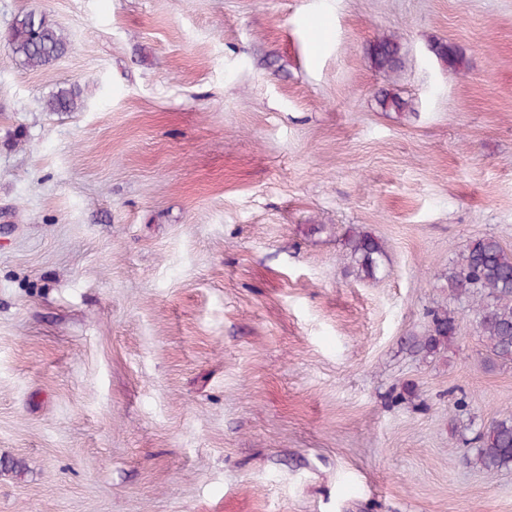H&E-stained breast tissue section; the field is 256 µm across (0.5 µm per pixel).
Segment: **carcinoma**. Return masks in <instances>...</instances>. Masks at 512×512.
I'll use <instances>...</instances> for the list:
<instances>
[{
  "label": "carcinoma",
  "mask_w": 512,
  "mask_h": 512,
  "mask_svg": "<svg viewBox=\"0 0 512 512\" xmlns=\"http://www.w3.org/2000/svg\"><path fill=\"white\" fill-rule=\"evenodd\" d=\"M4 48L21 65L39 69L66 54L68 41L63 32L44 16L32 12L17 16L3 35ZM401 48L396 38L382 39L372 52L376 65L385 71L401 67ZM49 112H78L83 108L77 86L61 88L46 101ZM346 247L357 275L375 276L383 246L379 239L360 231L349 235ZM448 290L456 298L472 300L477 329L484 338L491 364H512V252L493 236L467 243L456 265L448 272ZM455 319L448 311L432 313V328L415 340V348L434 353L453 339ZM466 461L493 475L512 466V418L491 423L476 437Z\"/></svg>",
  "instance_id": "obj_1"
}]
</instances>
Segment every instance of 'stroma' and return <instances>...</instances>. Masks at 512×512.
Masks as SVG:
<instances>
[{
    "label": "stroma",
    "instance_id": "1",
    "mask_svg": "<svg viewBox=\"0 0 512 512\" xmlns=\"http://www.w3.org/2000/svg\"><path fill=\"white\" fill-rule=\"evenodd\" d=\"M27 11L70 46H0V512H512L465 459L512 364L446 288L512 251V0H0V35ZM3 47L21 65L39 69L66 54L68 41L63 32L41 15H18L3 35ZM401 48L395 37L382 39L372 52L376 65L385 71H396L401 67ZM44 108L48 112H78L83 108L81 90L77 86L61 88L45 101ZM345 245L352 263L355 264L357 275L360 278L374 277L379 257L383 254L380 240L365 232L352 231ZM432 328L428 334L415 340V348L418 351L434 353L442 347H448V343L457 332L454 317L448 315V311H435L432 313Z\"/></svg>",
    "mask_w": 512,
    "mask_h": 512
}]
</instances>
